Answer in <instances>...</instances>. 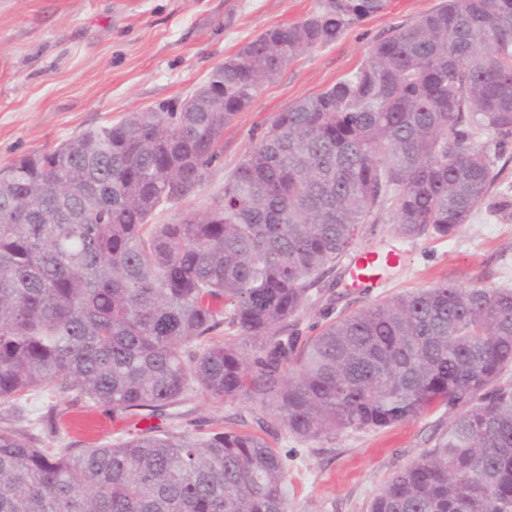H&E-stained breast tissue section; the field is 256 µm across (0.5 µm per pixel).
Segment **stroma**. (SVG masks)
<instances>
[{"mask_svg": "<svg viewBox=\"0 0 512 512\" xmlns=\"http://www.w3.org/2000/svg\"><path fill=\"white\" fill-rule=\"evenodd\" d=\"M438 0H389L386 10L349 28L334 44L286 64L224 131V151L186 208L201 211L222 194L224 177L289 103L325 90L354 72L393 27L414 22ZM316 0H0V171L131 112L183 99L225 58L256 35L303 19ZM493 193L450 238L395 236L371 224L359 248L403 252L385 287L347 285L344 266L334 288L312 295L300 328L443 281L512 288V145ZM0 407V428L34 436L42 448L80 450L135 438L145 429L202 434L235 428L269 411L240 399L191 395L178 406L112 411L76 395L26 392ZM442 407L381 429H343L301 440L277 423L265 436L284 458L289 512H367L396 472L433 448L455 417Z\"/></svg>", "mask_w": 512, "mask_h": 512, "instance_id": "35a3bbf8", "label": "stroma"}]
</instances>
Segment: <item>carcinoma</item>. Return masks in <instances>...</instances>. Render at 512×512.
Instances as JSON below:
<instances>
[{"mask_svg":"<svg viewBox=\"0 0 512 512\" xmlns=\"http://www.w3.org/2000/svg\"><path fill=\"white\" fill-rule=\"evenodd\" d=\"M387 6L317 0L212 70L217 98L194 90L0 173V405L50 390L157 411L202 392L302 439L459 407L368 512H512L511 288L441 282L299 328L363 225L448 238L489 198L512 140V0H440L396 27L252 137L206 210L153 223L201 187L264 83ZM224 325L254 345L212 341ZM0 512H288L287 466L242 429L73 453L0 428Z\"/></svg>","mask_w":512,"mask_h":512,"instance_id":"obj_1","label":"carcinoma"}]
</instances>
